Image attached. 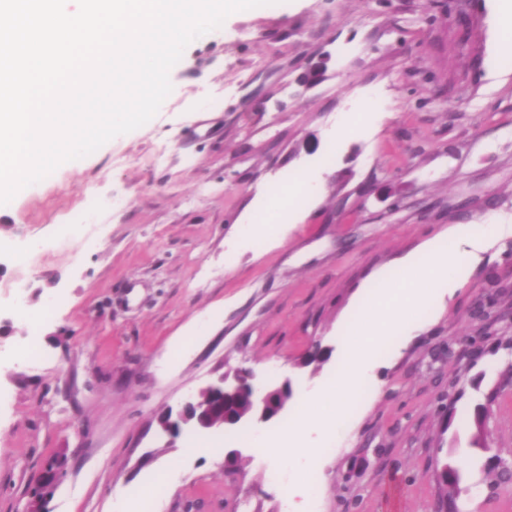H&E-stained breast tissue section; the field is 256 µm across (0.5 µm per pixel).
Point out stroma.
I'll list each match as a JSON object with an SVG mask.
<instances>
[{"mask_svg": "<svg viewBox=\"0 0 512 512\" xmlns=\"http://www.w3.org/2000/svg\"><path fill=\"white\" fill-rule=\"evenodd\" d=\"M499 0H274L229 15L171 69L140 128L0 205V512H24L64 456L45 512H512V238L432 292L380 348L345 423L307 429L313 459L257 447L278 426L184 432L154 419L213 372L290 375L283 411L336 379L367 330L373 276L457 224L512 221V49ZM321 188L278 232L274 187ZM327 350L319 361L316 349ZM485 405L488 450L472 444ZM454 420H447V413ZM238 448L233 472L224 451ZM158 484V483H157ZM445 466L452 467L454 469L443 472ZM437 481L447 489L446 498L442 502V507L448 511V504L454 506L455 495L459 489L461 481V473L458 467L452 466L450 463H444L439 469H437Z\"/></svg>", "mask_w": 512, "mask_h": 512, "instance_id": "35a3bbf8", "label": "stroma"}]
</instances>
